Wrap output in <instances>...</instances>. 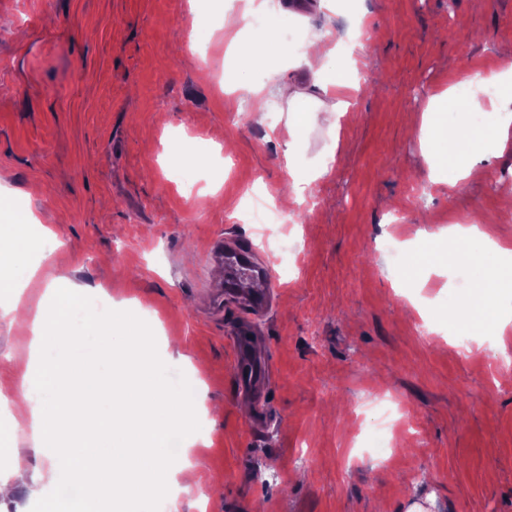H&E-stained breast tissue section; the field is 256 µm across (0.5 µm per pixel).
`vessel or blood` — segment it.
<instances>
[{
	"instance_id": "obj_1",
	"label": "vessel or blood",
	"mask_w": 512,
	"mask_h": 512,
	"mask_svg": "<svg viewBox=\"0 0 512 512\" xmlns=\"http://www.w3.org/2000/svg\"><path fill=\"white\" fill-rule=\"evenodd\" d=\"M210 259L223 264L227 271L225 287L214 289L211 306L214 311H222L225 300H241L252 309L266 310L269 298L265 295H250L242 289L243 278L264 276L275 278L272 259L256 261L252 248L239 241L224 242L223 238L213 239L207 249ZM237 363L235 381L240 392L256 402H263L264 387L270 380L268 365L253 354V338L248 325H240L233 338Z\"/></svg>"
}]
</instances>
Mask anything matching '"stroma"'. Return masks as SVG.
Segmentation results:
<instances>
[{
  "label": "stroma",
  "instance_id": "stroma-1",
  "mask_svg": "<svg viewBox=\"0 0 512 512\" xmlns=\"http://www.w3.org/2000/svg\"><path fill=\"white\" fill-rule=\"evenodd\" d=\"M214 28L196 38L194 0H0V194L55 232L48 260L22 299L37 310L47 290L91 285L88 302L117 313L151 311L152 361L201 417L182 439L175 512H406L434 496L442 512H512V385L494 382L491 357L460 358L448 330L415 335L446 297L463 291L430 261L457 224H480L512 246V129L477 177L431 182L433 149L419 138L429 99L459 78L489 77L512 54V0H308L288 14L277 0L264 28V73L307 98L299 111L269 98L266 113L226 106L225 78L253 81L251 58L229 64L225 0H208ZM298 26L329 46L364 26L366 51L341 70L360 89L330 132L313 101H329L320 75L296 66L274 37ZM299 139L291 141L289 128ZM234 142L191 187L182 173L200 143ZM313 167L336 160L303 201L283 203L286 151ZM218 188L216 195L205 185ZM286 206L304 248L278 261L279 242L239 220L251 197ZM272 257L270 312L256 346L270 364L264 409L240 395L234 330L245 316L209 308L205 288L224 269L208 259L216 236ZM32 336L0 318V393H17ZM405 418L398 453L380 461L364 436L384 415ZM27 425L0 434V474L43 472Z\"/></svg>",
  "mask_w": 512,
  "mask_h": 512
}]
</instances>
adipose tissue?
Returning <instances> with one entry per match:
<instances>
[{
  "mask_svg": "<svg viewBox=\"0 0 512 512\" xmlns=\"http://www.w3.org/2000/svg\"><path fill=\"white\" fill-rule=\"evenodd\" d=\"M497 93L489 102L471 100L470 110L491 116L481 130L464 125L448 126L427 120L420 130L423 142L437 154V168L453 167L455 180L472 177L476 164L470 156L497 143L502 131L512 126V58L489 78ZM34 216L0 211V286L20 288L21 273L42 242L51 237L48 227H35ZM512 285V267L490 266L476 283L470 306L452 307L443 318L458 327L490 328L493 300L500 288ZM85 287L73 285L56 294L49 304L27 315L18 302L0 306V314L19 321L33 334L31 365L38 377L0 414V430L13 431L19 417H27L35 447H45L57 433L69 442L54 457L48 484L55 494L44 512H58L59 493H66L68 512H98L100 503L130 512L141 490L151 498L166 494L175 480L166 447L181 435L195 417L190 394L174 396L149 359L152 338L133 328L129 316H100L86 308ZM123 337V352L110 353L102 361L88 350L92 340L111 342ZM78 359L87 374L67 386L57 377L61 360Z\"/></svg>",
  "mask_w": 512,
  "mask_h": 512,
  "instance_id": "ef3b65f1",
  "label": "adipose tissue"
}]
</instances>
